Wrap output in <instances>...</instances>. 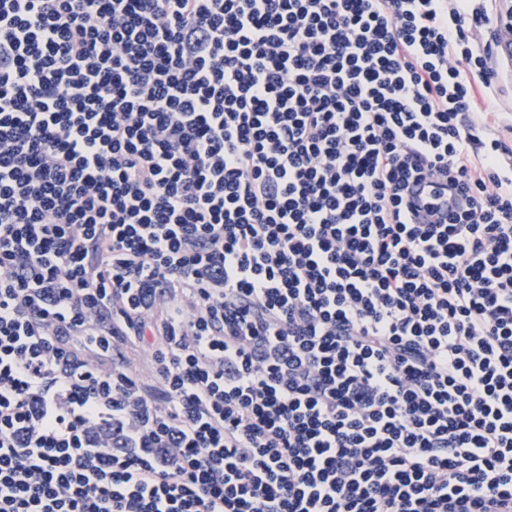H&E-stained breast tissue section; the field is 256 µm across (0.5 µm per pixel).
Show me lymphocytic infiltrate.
<instances>
[{
	"instance_id": "f902f5d3",
	"label": "lymphocytic infiltrate",
	"mask_w": 512,
	"mask_h": 512,
	"mask_svg": "<svg viewBox=\"0 0 512 512\" xmlns=\"http://www.w3.org/2000/svg\"><path fill=\"white\" fill-rule=\"evenodd\" d=\"M485 19L0 0V512H512Z\"/></svg>"
}]
</instances>
